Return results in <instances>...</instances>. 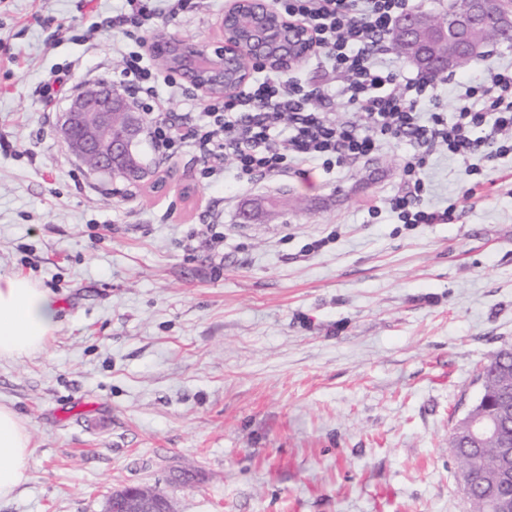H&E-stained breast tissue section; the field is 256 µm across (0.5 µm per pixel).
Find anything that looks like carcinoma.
Listing matches in <instances>:
<instances>
[{
	"label": "carcinoma",
	"mask_w": 512,
	"mask_h": 512,
	"mask_svg": "<svg viewBox=\"0 0 512 512\" xmlns=\"http://www.w3.org/2000/svg\"><path fill=\"white\" fill-rule=\"evenodd\" d=\"M480 379L482 392L488 400L512 401V350H499L483 366ZM465 439L466 426L460 421L448 436V448L459 464V483L465 488H475V491L467 496L470 512H491L490 502L498 494L501 483L496 467L498 445L488 441L471 448L464 443Z\"/></svg>",
	"instance_id": "obj_1"
}]
</instances>
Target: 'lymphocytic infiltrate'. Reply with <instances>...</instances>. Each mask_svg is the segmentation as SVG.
<instances>
[{"instance_id":"obj_1","label":"lymphocytic infiltrate","mask_w":512,"mask_h":512,"mask_svg":"<svg viewBox=\"0 0 512 512\" xmlns=\"http://www.w3.org/2000/svg\"><path fill=\"white\" fill-rule=\"evenodd\" d=\"M126 9L113 20L125 38L141 41L160 17L152 0H125ZM289 19L309 28L315 58L330 64L342 80L339 94L359 116L353 124L332 119L315 107L318 88L292 74L261 71L236 96L215 99L204 123L178 134L171 120L154 115L148 136L158 147L175 151L193 144L205 177L216 175L232 160L239 180L301 175V163L318 161L326 170L344 169L380 152L391 141L443 144L464 161H487L512 153V143L483 136L484 126L512 130V68L493 67L485 84L466 89L452 118L432 113L421 120L418 102L430 96L435 82L406 77L384 56L385 42L397 19L412 8L411 0H275ZM121 81L140 100L157 95L156 79L143 54H122ZM288 137H281V130ZM425 189L421 167L407 164L404 184L387 203L407 224H432L441 213L419 206Z\"/></svg>"}]
</instances>
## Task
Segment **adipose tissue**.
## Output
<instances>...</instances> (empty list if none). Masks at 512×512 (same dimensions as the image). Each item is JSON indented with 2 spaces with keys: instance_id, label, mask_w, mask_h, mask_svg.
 Here are the masks:
<instances>
[{
  "instance_id": "1",
  "label": "adipose tissue",
  "mask_w": 512,
  "mask_h": 512,
  "mask_svg": "<svg viewBox=\"0 0 512 512\" xmlns=\"http://www.w3.org/2000/svg\"><path fill=\"white\" fill-rule=\"evenodd\" d=\"M54 294L30 278L0 274V359L45 351L60 327ZM32 441L17 412L0 404V499L24 482Z\"/></svg>"
}]
</instances>
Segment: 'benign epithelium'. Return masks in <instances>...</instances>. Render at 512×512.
<instances>
[{
	"mask_svg": "<svg viewBox=\"0 0 512 512\" xmlns=\"http://www.w3.org/2000/svg\"><path fill=\"white\" fill-rule=\"evenodd\" d=\"M442 17L438 25L430 12L417 9L397 23L410 62L426 76L446 73L482 55L491 30L497 43L512 45V0H448ZM220 27L221 39L214 45L191 40L155 43L153 57L162 69L205 94L211 96L219 88L221 96L230 97L249 80L253 65L287 73L313 50L310 30L270 8L267 0H231ZM144 121L124 95L99 83L72 98L57 133L71 154L92 169L155 188L162 180L158 171L138 164L132 154ZM470 429L477 440L497 439L501 481L512 480V442L500 438L498 422L487 415L473 421ZM105 512H173V507L163 495L128 485L112 493Z\"/></svg>",
	"mask_w": 512,
	"mask_h": 512,
	"instance_id": "benign-epithelium-1",
	"label": "benign epithelium"
}]
</instances>
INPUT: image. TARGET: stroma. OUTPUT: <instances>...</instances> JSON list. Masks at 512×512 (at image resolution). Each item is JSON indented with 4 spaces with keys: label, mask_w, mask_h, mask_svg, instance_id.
<instances>
[{
    "label": "stroma",
    "mask_w": 512,
    "mask_h": 512,
    "mask_svg": "<svg viewBox=\"0 0 512 512\" xmlns=\"http://www.w3.org/2000/svg\"><path fill=\"white\" fill-rule=\"evenodd\" d=\"M229 0L160 20L213 43ZM124 0H0V273L57 296L46 351L0 360V404L31 434L27 478L0 512H104L136 484L174 512H467L448 434L475 404L479 370L512 347V155L464 161L400 140L346 170L254 185L233 162L202 175L148 136L161 189L89 170L56 132L80 89L121 69L102 27ZM512 47L441 83L422 117L451 113ZM70 82L54 110L40 90ZM297 76L321 107L356 121L339 79L307 58ZM174 122L208 98L159 85ZM423 161L422 208L449 220L407 226L385 200ZM279 211L238 221L248 202ZM224 235L213 252L207 225Z\"/></svg>",
    "instance_id": "stroma-1"
}]
</instances>
